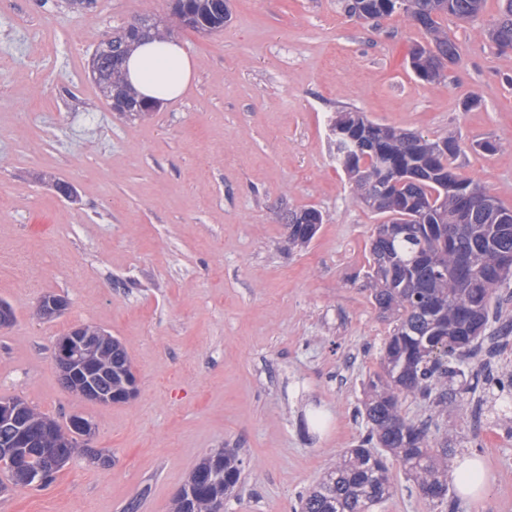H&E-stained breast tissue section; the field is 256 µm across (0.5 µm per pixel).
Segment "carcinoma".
I'll return each instance as SVG.
<instances>
[{
  "instance_id": "obj_1",
  "label": "carcinoma",
  "mask_w": 512,
  "mask_h": 512,
  "mask_svg": "<svg viewBox=\"0 0 512 512\" xmlns=\"http://www.w3.org/2000/svg\"><path fill=\"white\" fill-rule=\"evenodd\" d=\"M485 0H338L349 17L369 21L395 12L427 32L431 44L418 45L411 53V67L432 71L430 81L441 76L447 64L458 60V50L441 30L438 19L452 16L473 20ZM175 13L185 10L196 17L193 30L219 31L229 17V0H177ZM499 49H512V0H501L500 15L489 31ZM137 34L121 28L112 33V46L97 48L93 64L102 93L116 91L125 96L123 63ZM331 132L358 135L354 145L331 137L336 164L352 180L360 199L384 216L370 242V296L374 305L395 322L384 345L382 372L370 377L371 398L364 403L367 433L343 459L299 495V512H372L391 493L392 477L385 449L398 461L419 489H432L429 501L448 499V457L456 449L443 438L440 447L428 444V426L417 424L400 413L401 400L429 399L439 406L456 400L453 386L456 371L448 358L470 355L479 335L474 326L489 321L495 290L512 279V211L497 207L508 223L493 224L484 209L489 191L480 183L463 179L453 171V160L463 151L455 139L430 140L415 133L397 131L370 121L357 111L340 112L329 125ZM471 190L467 199L457 195ZM373 198L379 205L370 204ZM284 221L288 247L303 249L317 235L324 217L314 207L290 211ZM444 266L467 268L462 283L449 276L440 279L435 271ZM98 337L91 362L97 365L93 382L96 399L106 402L124 386L131 363L122 342L105 330L88 325ZM18 408L17 419L27 427L31 445L26 449L29 469L40 472L43 482L52 483V469L43 453L55 448L73 458L80 451V423L87 418L71 414L65 423L39 412L19 397L9 398ZM52 429L43 437L42 429ZM17 428L0 422V490L10 483L27 485V475L13 470L12 452ZM242 476V462L231 451L210 453L194 468L179 492L174 512H214V501L231 493Z\"/></svg>"
}]
</instances>
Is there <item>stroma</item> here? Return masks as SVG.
I'll return each instance as SVG.
<instances>
[{"label":"stroma","mask_w":512,"mask_h":512,"mask_svg":"<svg viewBox=\"0 0 512 512\" xmlns=\"http://www.w3.org/2000/svg\"><path fill=\"white\" fill-rule=\"evenodd\" d=\"M223 30L181 26L171 0H17L0 12V398L94 427L45 487L0 493V512H171L206 454L236 449L242 482L223 512H293L339 452L358 444L369 376L393 326L366 286L382 217L333 162L337 112L429 139L458 138L457 174L512 209V50L476 19H442L460 59L440 81L411 68L426 33L399 15L349 18L336 0H230ZM149 15L174 31L197 80L145 119L112 112L90 74L104 36ZM481 141L498 149H478ZM70 182L73 200L46 182ZM322 211L305 249H289L285 212ZM58 318L30 312L46 294ZM467 375L512 377V283L499 291ZM83 324L121 340L138 378L129 403L76 399L53 351ZM462 404L406 399L401 414L485 460L477 499L432 503L392 465L373 512H512V413L480 388ZM111 455V466L93 452Z\"/></svg>","instance_id":"stroma-1"}]
</instances>
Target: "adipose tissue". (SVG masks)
Returning <instances> with one entry per match:
<instances>
[{"mask_svg":"<svg viewBox=\"0 0 512 512\" xmlns=\"http://www.w3.org/2000/svg\"><path fill=\"white\" fill-rule=\"evenodd\" d=\"M196 73L193 56L173 39L139 46L127 65V79L136 91L162 101L182 97Z\"/></svg>","mask_w":512,"mask_h":512,"instance_id":"ef3b65f1","label":"adipose tissue"}]
</instances>
